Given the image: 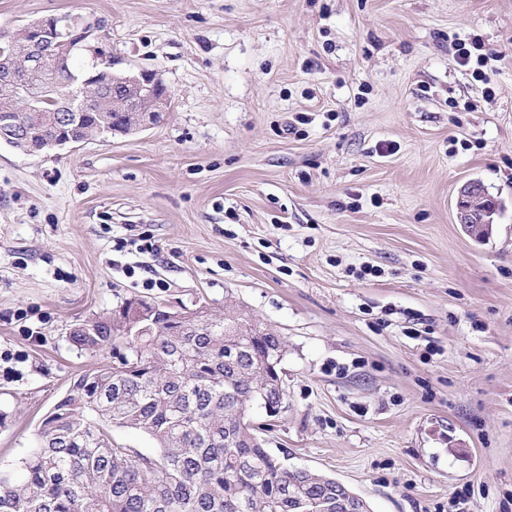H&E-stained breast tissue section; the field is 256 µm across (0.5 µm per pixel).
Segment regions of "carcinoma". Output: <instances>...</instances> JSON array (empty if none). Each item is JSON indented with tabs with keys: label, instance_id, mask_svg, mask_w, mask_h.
<instances>
[{
	"label": "carcinoma",
	"instance_id": "obj_1",
	"mask_svg": "<svg viewBox=\"0 0 512 512\" xmlns=\"http://www.w3.org/2000/svg\"><path fill=\"white\" fill-rule=\"evenodd\" d=\"M91 36L70 26L59 72ZM148 315L144 336L118 334ZM72 346L95 362L42 419L37 447L0 468V512H368L334 477L290 466L252 424L254 406L283 389V338L234 306H205L186 322L134 298L110 315L73 325ZM147 434L145 455L112 439V427Z\"/></svg>",
	"mask_w": 512,
	"mask_h": 512
}]
</instances>
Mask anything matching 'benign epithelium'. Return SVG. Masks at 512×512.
Segmentation results:
<instances>
[{"label":"benign epithelium","instance_id":"benign-epithelium-1","mask_svg":"<svg viewBox=\"0 0 512 512\" xmlns=\"http://www.w3.org/2000/svg\"><path fill=\"white\" fill-rule=\"evenodd\" d=\"M67 27L63 18H47L27 24L20 32L25 47L21 59L12 48L14 36L0 35L3 43L0 48V85L15 90L21 102V105L0 113V142L12 147L18 145L24 152L40 153L68 145L73 147L111 132L109 118H101L91 126L84 121L89 100L106 94L96 83L98 75H74L59 89L55 73L47 66L50 59L57 57ZM159 87V77L153 74L122 77L112 85V104L101 111L135 112L138 121L134 130L142 131L158 123L159 114L164 112L166 97L158 94ZM50 93L55 94L52 102L55 103L54 111L58 112L56 121L65 128L67 135L62 137L53 132L36 139L29 134V115L44 111L42 103ZM487 197V189L476 180L463 185L457 194V221L473 238L486 237L493 224L495 211L481 210V203Z\"/></svg>","mask_w":512,"mask_h":512}]
</instances>
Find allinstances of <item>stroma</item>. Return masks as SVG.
Instances as JSON below:
<instances>
[{
    "label": "stroma",
    "mask_w": 512,
    "mask_h": 512,
    "mask_svg": "<svg viewBox=\"0 0 512 512\" xmlns=\"http://www.w3.org/2000/svg\"><path fill=\"white\" fill-rule=\"evenodd\" d=\"M53 16L92 28L75 69L171 98L134 135L0 143V462L90 365L72 325L239 304L286 341L264 447L371 512H512V0H0V31ZM476 35L485 84L455 61ZM485 198H490V195L485 186L476 180L463 185L457 194L455 209L458 224H461L472 238H485L493 224L497 203L494 210L480 211L482 207L480 204ZM477 213H480L479 220Z\"/></svg>",
    "instance_id": "obj_1"
}]
</instances>
